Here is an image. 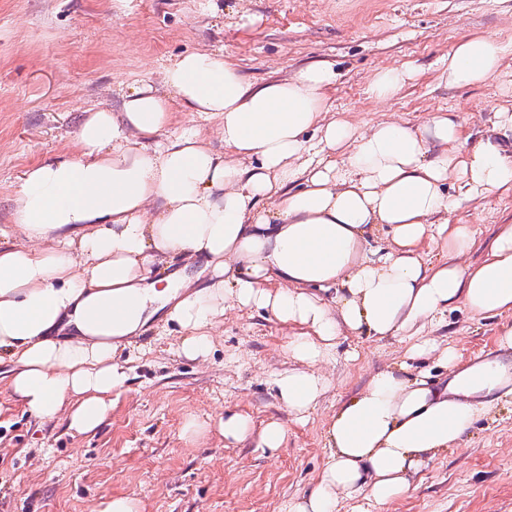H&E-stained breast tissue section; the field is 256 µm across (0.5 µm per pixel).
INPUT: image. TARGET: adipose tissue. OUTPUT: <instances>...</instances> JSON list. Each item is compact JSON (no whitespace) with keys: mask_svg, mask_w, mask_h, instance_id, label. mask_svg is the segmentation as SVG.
<instances>
[{"mask_svg":"<svg viewBox=\"0 0 512 512\" xmlns=\"http://www.w3.org/2000/svg\"><path fill=\"white\" fill-rule=\"evenodd\" d=\"M502 65V49L472 34L442 59L439 78L483 84ZM334 78L315 64L254 87L224 54L186 53L164 83L187 111L218 119L232 160L192 127L162 140L169 100L144 85L120 111H88L79 155L23 172L13 222L26 243L0 244V353L14 397L33 416L64 412L70 429L97 428L127 380L115 351L160 312L185 330L180 352L193 359L209 356L228 303L301 326L288 343L299 366L274 380L300 421L328 388L312 367L343 331L406 341L413 360L433 348L418 324L455 304L480 317L512 312V224L474 265H428L418 254L426 241L454 258L473 245L469 225L435 220L460 204L449 178L463 197L512 191V149L501 140L512 109L498 107L495 135L476 141L450 114L419 130L395 121L362 133L332 113ZM300 175L304 188L290 191ZM265 199L276 209L257 213ZM379 229L387 245L376 250L369 238ZM173 255L201 263L209 284L196 286L181 268L153 280L152 264ZM496 347L461 369L444 350L452 375L443 385L409 363L371 377L331 416L324 467L288 512H336L343 496L381 505L409 492L416 474L512 392L511 324Z\"/></svg>","mask_w":512,"mask_h":512,"instance_id":"1","label":"adipose tissue"}]
</instances>
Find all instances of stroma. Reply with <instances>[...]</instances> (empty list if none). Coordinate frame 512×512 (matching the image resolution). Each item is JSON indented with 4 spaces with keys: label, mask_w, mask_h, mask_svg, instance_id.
I'll return each instance as SVG.
<instances>
[{
    "label": "stroma",
    "mask_w": 512,
    "mask_h": 512,
    "mask_svg": "<svg viewBox=\"0 0 512 512\" xmlns=\"http://www.w3.org/2000/svg\"><path fill=\"white\" fill-rule=\"evenodd\" d=\"M474 33L503 49L505 75L467 87L440 82L442 57ZM188 52L229 55L255 86L327 63L336 75L330 99L359 130L383 121L416 128L431 113L453 112L476 140L512 98V0H0L1 243L21 240L11 213L25 169L76 154L86 110L116 111L131 89L161 88L164 68ZM400 66L415 78L390 100L369 99L373 75ZM447 220L474 232L461 263L480 262L499 225L512 224V192L463 201ZM505 323L512 314L475 317L455 307L425 322L420 333L435 348L414 366L446 381L444 349L467 365L494 352ZM295 332L270 312L228 307L210 355L189 359L179 352L182 329L154 320L118 350L127 381L113 391L108 418L87 433L70 430L63 415H29L1 363L0 512H97L118 496L139 512H286L326 458L329 415L407 352L392 337L342 336L315 367L327 391L298 423L274 386L292 366L286 347ZM229 412L251 420L252 437L224 439L218 423ZM193 418L207 428L189 437ZM272 421L287 427V440L259 447ZM337 512H512V395L421 470L405 496L383 505L343 498Z\"/></svg>",
    "instance_id": "1"
}]
</instances>
